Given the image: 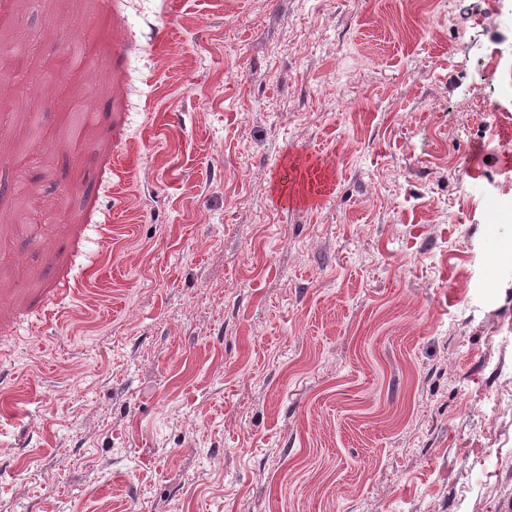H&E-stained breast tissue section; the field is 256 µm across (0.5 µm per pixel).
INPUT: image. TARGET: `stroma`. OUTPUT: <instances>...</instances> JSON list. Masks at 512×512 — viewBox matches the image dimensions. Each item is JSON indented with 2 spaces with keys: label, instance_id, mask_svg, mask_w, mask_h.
Returning <instances> with one entry per match:
<instances>
[{
  "label": "stroma",
  "instance_id": "1",
  "mask_svg": "<svg viewBox=\"0 0 512 512\" xmlns=\"http://www.w3.org/2000/svg\"><path fill=\"white\" fill-rule=\"evenodd\" d=\"M13 26L0 512H512V0ZM80 105L101 121L62 143Z\"/></svg>",
  "mask_w": 512,
  "mask_h": 512
}]
</instances>
